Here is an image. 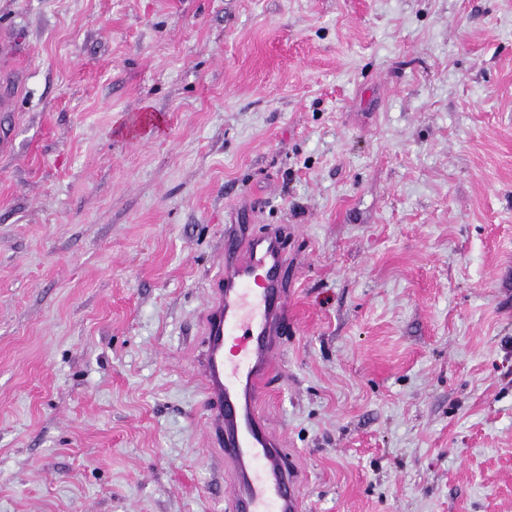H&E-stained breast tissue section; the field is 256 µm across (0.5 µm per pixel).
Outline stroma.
I'll return each instance as SVG.
<instances>
[{
  "instance_id": "stroma-1",
  "label": "stroma",
  "mask_w": 512,
  "mask_h": 512,
  "mask_svg": "<svg viewBox=\"0 0 512 512\" xmlns=\"http://www.w3.org/2000/svg\"><path fill=\"white\" fill-rule=\"evenodd\" d=\"M0 512H229L193 361L287 236L304 512H512V0H0Z\"/></svg>"
}]
</instances>
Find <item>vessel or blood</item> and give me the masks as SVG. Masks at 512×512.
<instances>
[{"label": "vessel or blood", "instance_id": "vessel-or-blood-1", "mask_svg": "<svg viewBox=\"0 0 512 512\" xmlns=\"http://www.w3.org/2000/svg\"><path fill=\"white\" fill-rule=\"evenodd\" d=\"M286 273L280 232L225 239L205 311L195 374L211 443L231 469L230 512H303L300 475L261 409L288 329Z\"/></svg>", "mask_w": 512, "mask_h": 512}]
</instances>
